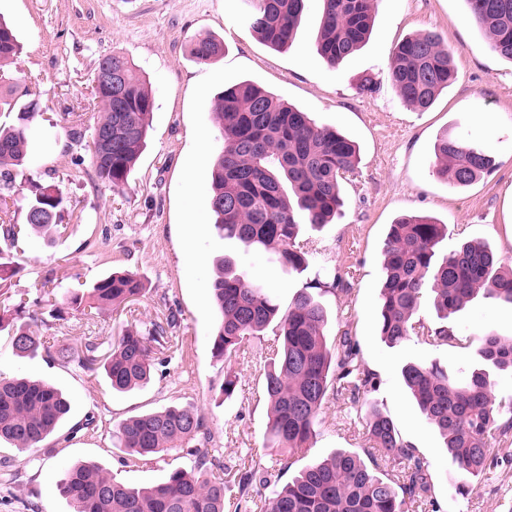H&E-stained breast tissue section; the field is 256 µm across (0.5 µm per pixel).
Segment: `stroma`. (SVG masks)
Here are the masks:
<instances>
[{
    "instance_id": "obj_1",
    "label": "stroma",
    "mask_w": 512,
    "mask_h": 512,
    "mask_svg": "<svg viewBox=\"0 0 512 512\" xmlns=\"http://www.w3.org/2000/svg\"><path fill=\"white\" fill-rule=\"evenodd\" d=\"M321 13L322 0H306L292 44L274 50L244 19L242 0H0V16L14 23L22 46L10 71L41 102L30 124L31 160L17 173L8 201L9 219L22 231L9 250L17 273L7 287L34 292L53 269L63 278L64 294H80L110 272H133L147 288L133 312H107L90 321L67 306L57 323L60 335L78 353L85 337L107 343L125 328L145 330L172 313L180 347L156 366L147 386L118 393L104 375L40 354L15 355L9 336L1 333L0 376L49 380L68 396L71 411L52 452L0 444V512H71L57 482L82 461L135 488L162 482L173 468L191 467L194 458L186 453L126 464L113 444L120 421L171 405L197 409L211 432L207 450L217 463L274 464L281 450L266 433L269 408L259 364L248 356L233 360L238 391L228 400L220 392L225 363L213 350L210 287L214 260L223 254L235 257L284 307L306 282L337 275L339 291L321 296L329 313L328 338L351 331L380 380L358 410L389 414L430 464L436 504L409 512H512V433L492 446L485 477L471 482L466 495H450L445 475L452 461L401 376L409 361L467 374L479 363L481 335L512 336V308L480 296L444 322L427 289L416 320L432 329L448 324L455 342L435 347L412 340L392 348L378 333L377 302L388 227L402 214L424 213L447 225L440 253L481 242L512 266V62L490 49L489 35L470 20L465 0H378L369 41L332 68L316 52ZM429 32L454 49L456 79L421 112L391 85L388 64L399 41ZM205 33L223 42L224 53L199 63L190 47ZM113 53L129 59L155 102L147 146L120 191L98 185L89 164L97 114L90 78ZM366 73L378 88L363 94L356 83ZM245 80L308 112L317 124L346 133L360 148L355 170L341 182V210L330 224L304 229L297 239L309 260L301 273L282 266L274 252L243 251L213 224L207 170L220 142L211 101L224 87ZM445 130L496 161L470 187L456 188L434 172L433 145ZM34 183L56 186L67 199L63 234L44 238L25 229ZM90 417L95 423L88 429L84 422ZM367 445L362 428L332 400L306 455L320 460Z\"/></svg>"
}]
</instances>
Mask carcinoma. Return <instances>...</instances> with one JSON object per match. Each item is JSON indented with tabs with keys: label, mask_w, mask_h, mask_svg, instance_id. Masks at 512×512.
<instances>
[{
	"label": "carcinoma",
	"mask_w": 512,
	"mask_h": 512,
	"mask_svg": "<svg viewBox=\"0 0 512 512\" xmlns=\"http://www.w3.org/2000/svg\"><path fill=\"white\" fill-rule=\"evenodd\" d=\"M242 2L248 23L268 46H288L305 0ZM322 2L317 52L334 67L369 39L376 0ZM465 2L476 25L490 33L493 51L512 61V0ZM190 52L197 62L208 63L223 55L224 44L212 35H200ZM18 53L13 27L0 18V107L12 106L16 97L27 93L7 72ZM106 69L119 73L123 86L92 127L90 165L97 182L115 190L125 185L145 145L153 100L126 57H104L95 71ZM388 76L405 101L426 110L454 79V50L442 47L435 34L407 37L395 48ZM38 110L39 100L32 98L17 112L15 124L0 127V200L10 196L12 169L27 159L29 126ZM212 111L222 141L210 171L216 228L246 251L274 249L282 265L303 271L308 258L296 247V239L303 226L328 223L342 206L340 179L358 163L356 143L250 81L224 88L213 98ZM434 155L436 175L461 187L475 183L494 166L480 148L446 132L437 138ZM63 212L60 190L36 187L26 222L31 230L50 235L63 227ZM446 234V225L424 214L402 216L389 227L378 305L379 334L391 347L414 338L435 346L455 339L444 324L427 329L413 323L422 290L429 284L443 319L480 294L512 306V270H501L492 251L471 241L439 256ZM216 267L211 292L218 321L214 351L224 360L222 393L230 398L238 388L231 363L244 352L243 342L272 328L277 343L260 356L263 393L270 406L267 433L288 452L275 475L254 466L229 474L239 491L234 512H248L249 492L257 486L269 489L268 512H406L411 503H431L434 483L428 461L404 439L399 424L375 408L365 420L369 447L363 453L338 450L288 475L290 457L310 447L316 436L324 405L330 400L358 404L376 388V374L365 364L356 337L346 332L328 342L329 316L321 290H334L336 283H307L283 310L266 288L238 270L232 257H218ZM61 282L54 273L45 276L34 304L50 302ZM145 293L135 274L114 272L85 295L71 298V304L89 309L92 319L105 310L126 309ZM174 320L171 314L166 323L155 322L145 332L127 328L104 354L96 336L87 337L84 350L76 354L63 339L17 327L3 314L0 331L12 336L19 356L43 353L85 372L101 369L112 389L123 392L150 381L158 355L178 351L176 337L168 331ZM478 355L481 366L463 380L435 363L408 362L401 369L405 387L451 455L455 470L448 475V490L458 495L466 493V484L457 475L486 474L491 441L512 431V409L504 417L492 380L495 372H512V336L485 333L479 338ZM69 412V400L47 381L0 378V441L21 450L42 448ZM116 436L127 462L152 454L177 455L192 443L195 463L139 489L115 481L97 465L76 464L59 481L60 493L74 512H224V479L211 474L215 464L201 448L211 434L196 409L169 406L130 417L119 424Z\"/></svg>",
	"instance_id": "1"
}]
</instances>
